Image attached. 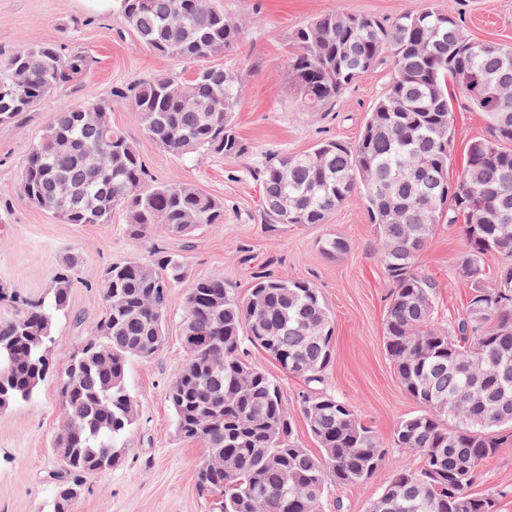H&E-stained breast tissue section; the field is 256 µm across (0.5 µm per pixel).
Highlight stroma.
<instances>
[{
    "instance_id": "stroma-1",
    "label": "stroma",
    "mask_w": 512,
    "mask_h": 512,
    "mask_svg": "<svg viewBox=\"0 0 512 512\" xmlns=\"http://www.w3.org/2000/svg\"><path fill=\"white\" fill-rule=\"evenodd\" d=\"M338 2L348 13L381 19L434 5L459 16L470 38L512 44V0H215L226 14L246 23L243 40L228 58L240 72L242 97L235 124L247 151L236 159L176 157L149 138L140 112L118 93L138 80L170 72L191 80L194 65L143 48L120 23L115 0H0V60L19 46L42 43L89 58L78 86L62 87L17 121L0 124V284L14 294L13 300L0 301V318L13 316L19 299L46 295L65 260L77 259L69 307L58 314L49 347L50 375L30 399L0 409V512H43L51 499V477L64 467L56 448L67 420L61 401L64 371L105 312L99 286L103 271L129 257L151 263L162 255L179 256L186 279L170 291L161 352L129 362L126 387L137 404L138 420L123 440L118 461L85 476L74 512H214L211 497L199 491L195 479L206 449L179 434L167 393L188 360L182 327L189 284L217 272L242 297L259 271L310 281L330 311L334 354L320 388L352 405L389 451L365 482L328 487L322 512H368L399 462L408 458L407 450L390 442L398 422L420 407L402 391L386 353L383 320L390 286L362 197L337 208L324 224L272 229L260 215L256 172L266 157L303 153L326 138L354 143L390 78L391 65L382 62L324 111H299L288 77L289 35ZM83 101L110 104L112 125L137 146L149 183L195 185L223 201V223L203 225L189 238L158 226L138 240L126 231L123 207L114 208L111 223L76 225L24 200L19 184L26 155L54 113ZM453 129L448 176L454 180L463 170L467 145L488 134L489 122L457 98ZM327 237L345 239L348 250L325 255L319 242ZM462 246L460 225L442 224L421 258V271L437 284L440 320L457 316L469 300L470 290L456 268ZM247 359L277 379L298 443L319 454L299 412L308 383L283 371L261 349L248 348ZM477 490L500 491L499 512H512V447L486 461Z\"/></svg>"
}]
</instances>
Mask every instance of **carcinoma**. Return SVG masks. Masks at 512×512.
<instances>
[{"mask_svg": "<svg viewBox=\"0 0 512 512\" xmlns=\"http://www.w3.org/2000/svg\"><path fill=\"white\" fill-rule=\"evenodd\" d=\"M120 20L148 51L196 64L193 95L176 74L136 83L120 96L142 113L147 135L174 156L238 158L246 147L233 114L241 87L226 63L244 25L212 0H119ZM288 75L299 111L318 112L382 59L391 78L369 113L358 141L326 139L296 155L271 154L259 171L264 223L324 224L354 195L362 196L379 238L378 255L390 285L385 346L399 383L421 410L401 420L392 447L421 465H402L376 499L378 512H497L500 493L472 492L483 463L512 446V44L468 37L462 21L435 7L406 12L386 23L336 6L297 27ZM43 59L27 68L31 54ZM88 67L80 53L51 43L17 48L0 63V123H11L47 95L76 81ZM486 115L490 134L467 146L463 172L448 181L453 108L448 86ZM108 112L84 102L59 112L26 157L20 184L39 205L59 183L75 190L60 217L68 224H108L118 205L128 231L145 238L161 226L192 236L224 222V203L180 182L146 183L135 145L118 129L103 140L78 111ZM463 226L458 259L462 281L472 282L489 259L501 262L498 283L477 285L461 314L435 318L437 284L419 259L440 224ZM323 253L346 252L340 238L321 242ZM185 277L176 256L158 267L133 258L108 267L101 279L106 312L92 328L89 350L70 360L62 403L80 414L81 429L56 480L49 512H73L82 478L106 470L135 424V402L125 384L136 348L164 335L170 288ZM75 283L69 267L44 298L27 301L0 319V381L11 406L30 398L47 376L43 352L55 319ZM189 355L168 390L180 434L208 449L196 470L198 489L219 512H320L329 485L364 482L386 452L353 408L320 389L302 394L301 414L321 453L293 438L277 381L245 360L244 344L260 348L290 374L309 383L333 358V326L317 288L305 280L259 272L239 297L213 274L195 281L186 297ZM224 353L214 373L210 358Z\"/></svg>", "mask_w": 512, "mask_h": 512, "instance_id": "cac0c4a2", "label": "carcinoma"}]
</instances>
